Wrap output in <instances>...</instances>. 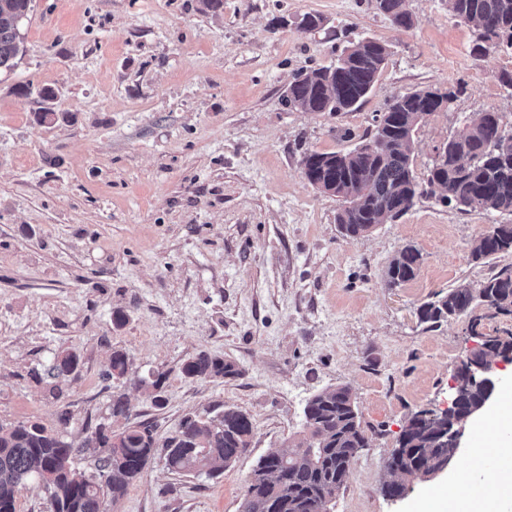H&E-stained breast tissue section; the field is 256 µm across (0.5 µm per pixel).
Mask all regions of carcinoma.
<instances>
[{
    "label": "carcinoma",
    "mask_w": 512,
    "mask_h": 512,
    "mask_svg": "<svg viewBox=\"0 0 512 512\" xmlns=\"http://www.w3.org/2000/svg\"><path fill=\"white\" fill-rule=\"evenodd\" d=\"M32 0H0V72H8L24 52L21 29ZM378 10L394 25L409 28L413 19L405 0H377ZM449 15L473 26V52L491 49L512 51V0H448ZM390 55L389 47L361 39L345 47L336 63L299 72L289 84L285 103L292 112H350L372 90ZM415 93L388 105L375 119L368 142L348 153L311 151L302 162L314 181L336 185L332 196L345 207L336 221L348 240L363 237L378 224L403 215L422 195L413 171L416 131L432 111L448 107L456 92L439 99ZM433 164L428 183L442 184V199L462 211L512 213V134L507 133L496 112H482L468 120L459 134L448 139ZM512 253V224H499L494 235L480 237L472 260L488 264L500 254ZM421 252L406 246L388 269L393 285L415 278ZM490 299L498 314H512V272L491 273L476 287L460 284L439 292L418 309L422 323L431 328L466 315L483 299ZM80 367V358L69 349L53 356L44 369L53 381L64 380ZM130 370V358L122 349L112 350L107 377L121 381ZM192 380L235 378L239 366L201 351L182 366ZM167 374L156 372L138 379L151 403L165 406ZM110 417L129 419L132 409L122 393L112 395ZM307 438L289 443L261 456L248 478L242 512H326L321 498L331 487L347 479L357 461L354 449L365 448L368 438L361 426L354 396L347 386L327 388L311 396L303 409ZM253 423L249 415L226 408L216 416L188 414L175 435L163 440L152 426L135 421L120 430L101 420L83 443L101 449L97 468L87 473L75 465L80 449L64 441L58 431L43 424L0 423V512H15L18 492L38 475H54L44 485L45 512H106V498L121 499L151 460L162 454L168 470L185 475L217 477L250 447ZM400 443L403 451L387 459L388 469L398 478L385 493L401 494L421 474L433 469L447 446L437 442L424 427L405 426Z\"/></svg>",
    "instance_id": "1"
}]
</instances>
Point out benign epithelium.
Here are the masks:
<instances>
[{
	"label": "benign epithelium",
	"mask_w": 512,
	"mask_h": 512,
	"mask_svg": "<svg viewBox=\"0 0 512 512\" xmlns=\"http://www.w3.org/2000/svg\"><path fill=\"white\" fill-rule=\"evenodd\" d=\"M512 360V354L497 360L477 356L473 353L466 356L455 368L448 385V400L444 407L437 410H422L416 413L414 420L419 425L428 424L438 418L442 423L436 426L437 440H452L455 451H460L465 425L477 414L481 407H472L465 412L460 411L458 397L463 387L479 385L485 390V400H490L496 384L500 381L499 364Z\"/></svg>",
	"instance_id": "obj_1"
}]
</instances>
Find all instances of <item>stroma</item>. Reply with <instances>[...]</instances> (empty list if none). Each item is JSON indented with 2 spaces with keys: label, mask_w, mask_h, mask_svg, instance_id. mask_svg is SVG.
Instances as JSON below:
<instances>
[{
  "label": "stroma",
  "mask_w": 512,
  "mask_h": 512,
  "mask_svg": "<svg viewBox=\"0 0 512 512\" xmlns=\"http://www.w3.org/2000/svg\"><path fill=\"white\" fill-rule=\"evenodd\" d=\"M404 29L376 0H33L25 52L0 73V422L58 425L80 445L107 416L113 350L134 377L166 372L158 408L132 381L121 390L160 437L188 414L235 407L253 422L249 451L217 478L182 476L154 459L107 512H240L261 455L305 435L302 409L341 385L354 394L368 446L329 512H414L446 474L383 496L385 460L409 416L448 399L455 364L478 347L467 317L424 329L418 306L492 268L471 250L512 214L463 213L428 185L429 170L468 117L512 127V54L473 53L471 26L446 0H406ZM307 12L315 32L298 28ZM362 38L391 54L359 110L291 112L283 102L303 68L330 65ZM35 92L23 96L22 86ZM51 89L53 99L38 96ZM452 90L450 108L417 133L424 193L400 219L345 239L343 202L305 179V152L345 153L398 96ZM416 246V277L390 286L397 252ZM128 319L112 323L115 311ZM66 348L81 358L59 387L32 378ZM235 361L236 378L196 381L199 352Z\"/></svg>",
  "instance_id": "1"
}]
</instances>
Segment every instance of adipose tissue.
<instances>
[{"label":"adipose tissue","instance_id":"1","mask_svg":"<svg viewBox=\"0 0 512 512\" xmlns=\"http://www.w3.org/2000/svg\"><path fill=\"white\" fill-rule=\"evenodd\" d=\"M478 428L489 444L472 449L442 487L420 500L415 512H512L511 386H504L481 413ZM489 454L500 457L502 464L488 473L483 460Z\"/></svg>","mask_w":512,"mask_h":512}]
</instances>
